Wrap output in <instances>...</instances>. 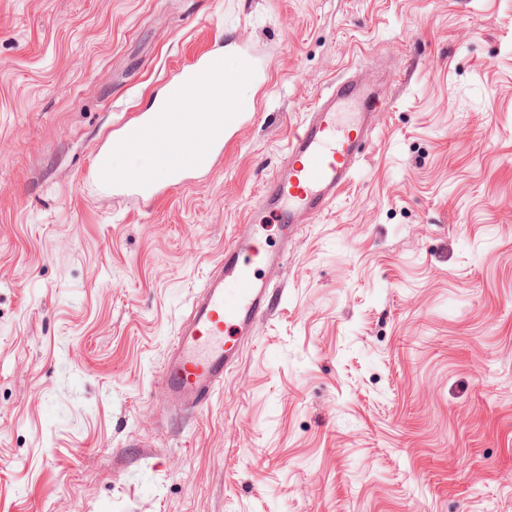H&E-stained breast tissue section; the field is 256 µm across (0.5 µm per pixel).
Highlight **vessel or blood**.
Instances as JSON below:
<instances>
[{
  "mask_svg": "<svg viewBox=\"0 0 512 512\" xmlns=\"http://www.w3.org/2000/svg\"><path fill=\"white\" fill-rule=\"evenodd\" d=\"M250 61L225 74L215 58L204 56L189 63L183 73L180 94L212 95L222 91L235 104L218 125L176 120L179 99L167 102L158 115H139L137 130L165 131L162 164L112 175V156L95 152L98 178L117 180L120 188L137 198H155L172 186L179 174L214 165L227 133L255 112L252 101L237 97L240 85L262 80ZM387 104L378 87L348 78L314 103L300 133L289 138L280 169L261 191L265 209L275 213L285 238L298 234L303 220L321 215L348 184L371 138L374 123ZM287 252L269 254L245 233L224 248V257L210 270L194 296L192 310L173 338L171 353L159 376V402L170 413L182 416L206 408L237 364L244 346L254 340L258 322L279 305L281 289L257 275L259 266L282 263Z\"/></svg>",
  "mask_w": 512,
  "mask_h": 512,
  "instance_id": "vessel-or-blood-1",
  "label": "vessel or blood"
}]
</instances>
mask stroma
I'll return each instance as SVG.
<instances>
[{"label":"stroma","mask_w":512,"mask_h":512,"mask_svg":"<svg viewBox=\"0 0 512 512\" xmlns=\"http://www.w3.org/2000/svg\"><path fill=\"white\" fill-rule=\"evenodd\" d=\"M268 82L213 169L101 185L196 56ZM390 101L201 413L192 295L336 82ZM0 512H512V0H0Z\"/></svg>","instance_id":"stroma-1"}]
</instances>
